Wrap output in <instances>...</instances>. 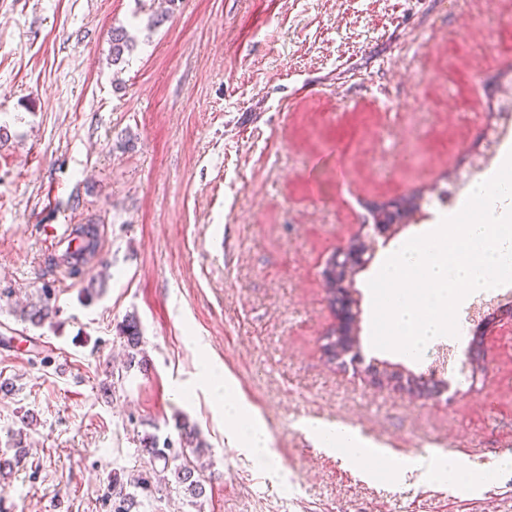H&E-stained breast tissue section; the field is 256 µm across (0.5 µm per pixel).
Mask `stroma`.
<instances>
[{
  "label": "stroma",
  "instance_id": "obj_1",
  "mask_svg": "<svg viewBox=\"0 0 512 512\" xmlns=\"http://www.w3.org/2000/svg\"><path fill=\"white\" fill-rule=\"evenodd\" d=\"M163 15L159 26L152 16ZM136 47L111 63L108 33ZM512 77V0H0V512H112L113 479L143 475L139 512H512V284L458 309L461 337L420 359L371 346L367 282L393 245L427 233L459 198L382 231L368 203L446 187L497 121L493 77ZM96 225L82 274L54 260L52 227ZM354 363H326L333 324L324 262L355 235ZM53 289L58 313L22 310ZM136 316L130 362L116 327ZM414 399L379 367L447 380ZM222 367L259 415L274 458L225 441L202 367ZM339 421L401 465L437 449L472 479L454 486L358 472L301 423ZM205 477L192 498L143 437L178 440Z\"/></svg>",
  "mask_w": 512,
  "mask_h": 512
}]
</instances>
